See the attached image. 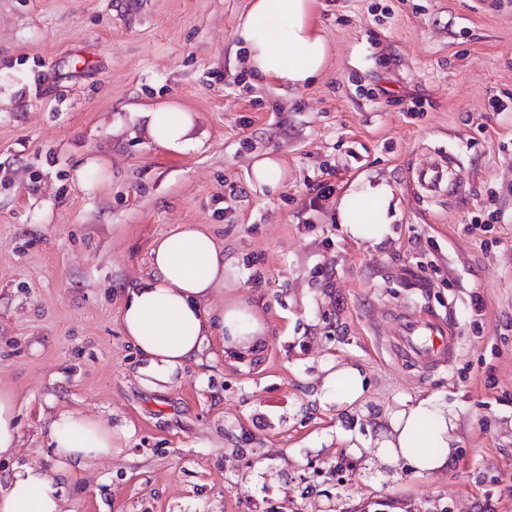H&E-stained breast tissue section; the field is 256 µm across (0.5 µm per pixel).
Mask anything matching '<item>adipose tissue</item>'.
I'll use <instances>...</instances> for the list:
<instances>
[{
	"instance_id": "adipose-tissue-1",
	"label": "adipose tissue",
	"mask_w": 512,
	"mask_h": 512,
	"mask_svg": "<svg viewBox=\"0 0 512 512\" xmlns=\"http://www.w3.org/2000/svg\"><path fill=\"white\" fill-rule=\"evenodd\" d=\"M236 37L247 70L268 84L300 89L323 71L328 42L315 18V0H249ZM146 133L158 146L177 150L191 141L188 113L167 105L147 112ZM399 202L386 184H365L345 193L336 221L354 240L375 246L391 234ZM151 279L128 289L120 324L142 361L139 369L151 388L164 389L179 370L200 362L209 336L220 334L224 349L245 354L266 334L260 313L244 301L209 313L207 302L224 285V248L196 224H183L157 239L151 250ZM365 375L351 363L323 369L321 403L345 409L359 405ZM376 435L364 440L349 432L340 444L387 479L409 472L434 476L446 471L455 455L459 415L438 396L385 406L373 418ZM48 436L58 448L60 471L77 475L92 462L111 456L121 433L107 422L75 410L58 412ZM0 512H62L55 474L37 462L13 466L0 475Z\"/></svg>"
}]
</instances>
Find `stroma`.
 <instances>
[{
	"label": "stroma",
	"mask_w": 512,
	"mask_h": 512,
	"mask_svg": "<svg viewBox=\"0 0 512 512\" xmlns=\"http://www.w3.org/2000/svg\"><path fill=\"white\" fill-rule=\"evenodd\" d=\"M248 4L0 0V389L18 398L14 464L56 469L47 425L68 408L125 436L61 479L64 512H512V0H316L329 55L298 90L250 79L235 36ZM163 104L191 114L186 150L146 136L144 112ZM263 154L282 165L277 189L251 178ZM434 155L451 156L458 194L427 198L412 182ZM328 167L335 190L310 210ZM362 182L400 201L375 248L335 220ZM489 209L494 222L474 227ZM182 224L224 246L208 311L248 301L267 336L244 357L212 337L158 391L120 309L151 275L154 242ZM423 310L454 331L450 366L389 351L395 315ZM336 360L362 369L363 407L316 399ZM431 394L459 413L444 475L381 481L339 447L340 432L370 435V411Z\"/></svg>",
	"instance_id": "1"
}]
</instances>
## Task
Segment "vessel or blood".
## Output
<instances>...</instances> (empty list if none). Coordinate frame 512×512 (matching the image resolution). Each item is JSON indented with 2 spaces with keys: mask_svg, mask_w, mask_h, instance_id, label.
<instances>
[{
  "mask_svg": "<svg viewBox=\"0 0 512 512\" xmlns=\"http://www.w3.org/2000/svg\"><path fill=\"white\" fill-rule=\"evenodd\" d=\"M416 182L431 193H454L458 185L448 179L444 161L426 162L413 174ZM398 327L392 344L395 359L415 361L423 366L439 368L451 365L456 357V339L445 321L432 312L420 318L403 313L397 317Z\"/></svg>",
  "mask_w": 512,
  "mask_h": 512,
  "instance_id": "b4317fda",
  "label": "vessel or blood"
}]
</instances>
